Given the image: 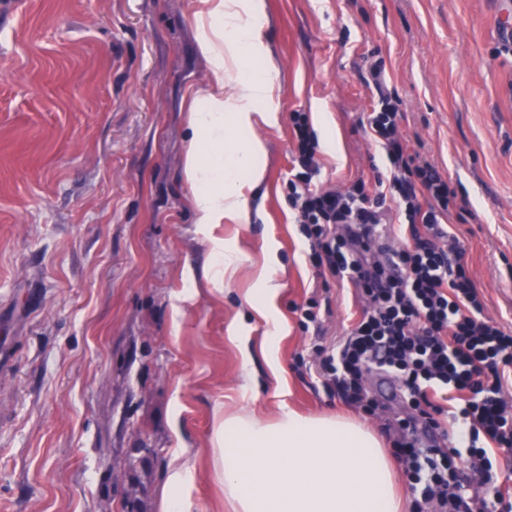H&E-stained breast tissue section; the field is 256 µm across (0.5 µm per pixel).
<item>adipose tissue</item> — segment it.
<instances>
[{
  "label": "adipose tissue",
  "mask_w": 512,
  "mask_h": 512,
  "mask_svg": "<svg viewBox=\"0 0 512 512\" xmlns=\"http://www.w3.org/2000/svg\"><path fill=\"white\" fill-rule=\"evenodd\" d=\"M195 41L208 80L191 92L183 178L193 222L208 235L210 282L232 277L238 256L216 227L238 222L247 196L265 179L266 149L254 130L270 122L281 96L277 63L264 42V0H197ZM247 76L228 80L230 71ZM271 267L257 274L249 305L269 329L259 356L280 373L285 326ZM214 469L234 512H403L398 474L378 436L344 415L305 416L282 406L270 417L243 410L220 414ZM198 471L194 449L178 447L167 466L160 512H193L188 493Z\"/></svg>",
  "instance_id": "ef3b65f1"
}]
</instances>
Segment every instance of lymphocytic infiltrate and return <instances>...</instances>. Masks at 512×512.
Here are the masks:
<instances>
[{"label":"lymphocytic infiltrate","instance_id":"f902f5d3","mask_svg":"<svg viewBox=\"0 0 512 512\" xmlns=\"http://www.w3.org/2000/svg\"><path fill=\"white\" fill-rule=\"evenodd\" d=\"M378 107L361 119L386 169L343 191L318 188V139L306 113L290 115L295 164L288 197L319 274L351 284L362 308L347 336L318 347L326 385L372 414L383 404L366 379L386 373L402 391L393 454L408 481L410 512H512L491 474V453L512 452V332L485 317L459 239L447 229L458 192L430 162L410 154L398 130V100L380 63L367 66ZM467 427L450 444L445 401ZM471 459L459 471L461 455Z\"/></svg>","mask_w":512,"mask_h":512}]
</instances>
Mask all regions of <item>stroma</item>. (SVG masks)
I'll return each mask as SVG.
<instances>
[{
    "mask_svg": "<svg viewBox=\"0 0 512 512\" xmlns=\"http://www.w3.org/2000/svg\"><path fill=\"white\" fill-rule=\"evenodd\" d=\"M280 69L267 177L216 234L239 256L221 285L191 220L183 154L190 86L208 77L193 0H0V512H118L127 449L154 448L160 512L176 441L198 450L194 512H230L212 474L218 410L352 413L309 360L346 335L355 290L321 276L294 222L290 114L321 138L320 181L371 179L384 154L359 125L381 61L400 132L463 198L453 232L487 317L512 329V0H265ZM287 324L280 374L240 389L237 336L267 331L247 298L264 261ZM321 298L319 321L298 309Z\"/></svg>",
    "mask_w": 512,
    "mask_h": 512,
    "instance_id": "1",
    "label": "stroma"
}]
</instances>
